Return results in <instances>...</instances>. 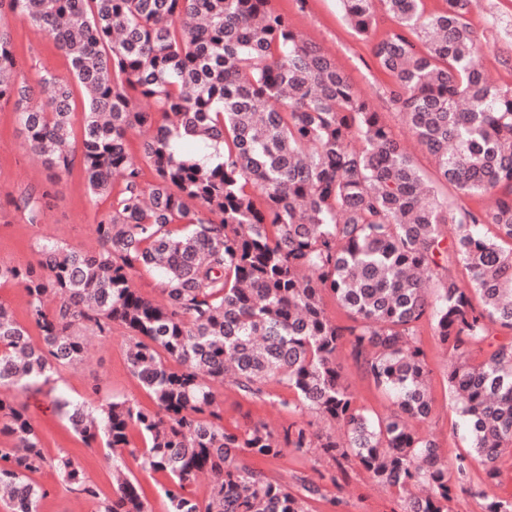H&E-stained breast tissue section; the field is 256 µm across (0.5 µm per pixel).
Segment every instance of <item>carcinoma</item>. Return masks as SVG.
I'll return each instance as SVG.
<instances>
[{"instance_id":"carcinoma-1","label":"carcinoma","mask_w":512,"mask_h":512,"mask_svg":"<svg viewBox=\"0 0 512 512\" xmlns=\"http://www.w3.org/2000/svg\"><path fill=\"white\" fill-rule=\"evenodd\" d=\"M445 2L427 14L423 0H343L361 36L379 7L396 20L373 46L395 78L386 103L440 182L488 198L477 208L448 207L372 100L272 0H0V108L13 107L28 148L57 176L75 160L79 87L87 190L112 197L96 220L98 250L45 239L37 265L0 264V285L24 286L41 337L33 344L0 302L8 512H40L49 491L31 475L46 467L75 497L98 498L72 458L46 455L17 393L77 364L86 336L116 327L128 332L127 363L153 406L112 398L65 412L86 446L112 452L114 489L97 512H152L127 454L165 478L167 512H309L324 498L319 484L296 493L263 469L286 448L355 458L403 512H450L458 489L481 496L484 512H512L511 493L470 481L477 462L496 486L512 455V341L484 348L494 326L512 329V87L479 63L471 0ZM11 16L53 40L73 81L49 70L36 88L17 79ZM188 136L207 142L208 158L178 150ZM48 197L41 189L9 204L40 224ZM143 270L165 276L160 299L131 286ZM49 294L59 298L52 310ZM327 296L352 325L329 318ZM425 318L448 347V391L468 441L452 477L439 444L414 427L432 407L417 335ZM344 346L390 399L389 414L370 416L343 383ZM230 370L243 395L308 420L224 427L215 385ZM322 422L343 428L346 442Z\"/></svg>"}]
</instances>
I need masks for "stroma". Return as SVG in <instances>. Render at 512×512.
Returning a JSON list of instances; mask_svg holds the SVG:
<instances>
[{"instance_id": "1", "label": "stroma", "mask_w": 512, "mask_h": 512, "mask_svg": "<svg viewBox=\"0 0 512 512\" xmlns=\"http://www.w3.org/2000/svg\"><path fill=\"white\" fill-rule=\"evenodd\" d=\"M275 5L288 15L300 39L329 53L352 84L374 101L394 137L412 153L419 168L433 173L431 155L410 138L401 116L387 110L384 92L393 85L394 79L379 69L372 54L373 43L394 28V18L378 12L375 27L370 37L365 38L347 22L341 0H275ZM467 18L482 37L483 67L500 85L512 86V0H472ZM9 24L16 50L26 59L19 72L21 80L37 85L45 67L54 70L61 78H70L69 63L55 49L52 39L32 28L24 18H10ZM44 185L49 187L52 200L43 223H26L20 213L9 206L0 209V262L21 266L36 264L39 259L36 244L43 239L94 251L98 247L96 220L110 208L109 199L89 194L80 166H73L70 172L57 178H49L18 135L11 107L0 108V197H16L28 188ZM419 338L431 371L433 406L429 419L417 424L416 429L423 434H433L446 460L450 461L456 453L466 449L467 443L462 437L461 419L448 394V352L435 336L430 321L421 322ZM127 344L124 331L115 330L112 336L91 342L82 361L62 369L56 383L19 396L20 402L42 428L47 456L54 458L67 454L76 458L104 498L112 494L111 458L104 449L87 447L51 401L56 396L80 401L112 395L150 406V399L127 366ZM337 359L343 364V381L357 401L370 412L379 415L389 412L390 399L347 363L345 352H338ZM218 393L223 423L227 428L244 429L261 421L277 430L294 419L286 410L243 397L233 386H221ZM265 470L288 482L295 491L300 488V479L321 482L325 497L313 502L314 512L403 510L397 495L379 486L356 460L340 465L316 448L304 456L284 450L279 459L266 465ZM33 479L51 491L42 503L43 512H96L95 501L75 499L64 490L55 469H45L34 474Z\"/></svg>"}]
</instances>
